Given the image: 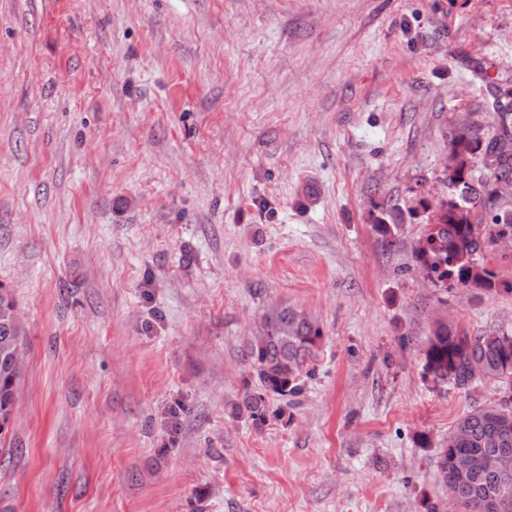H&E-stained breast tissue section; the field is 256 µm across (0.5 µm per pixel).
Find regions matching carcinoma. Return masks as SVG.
Here are the masks:
<instances>
[{
	"instance_id": "cac0c4a2",
	"label": "carcinoma",
	"mask_w": 512,
	"mask_h": 512,
	"mask_svg": "<svg viewBox=\"0 0 512 512\" xmlns=\"http://www.w3.org/2000/svg\"><path fill=\"white\" fill-rule=\"evenodd\" d=\"M445 182L449 194L432 212V224L425 237L427 246L415 251L417 266L444 288L495 290V273L478 264L476 238L490 245L509 232L512 209L500 206L494 182L512 179V114L499 113L494 135L482 137L470 126H458L450 133ZM498 152L499 165L491 170L483 154ZM389 220L381 219L375 230L387 240L403 222V214L392 210ZM15 302L0 287V443L9 430L21 367L14 362L17 350L26 348L25 324L14 320ZM265 331L247 344L244 361L256 377V385L245 384L239 399L230 406L237 417L253 425L265 424L269 398H295L302 393L301 376L322 338L320 327L304 312L285 305L264 314ZM424 371L438 384L451 383L469 390L486 380L500 383L502 396L493 404L475 408L462 416L454 428L465 429L469 440L458 447L453 442L437 453L442 489L453 494L462 512H498L496 501L506 494L512 499V485L504 488L500 478L485 470L459 478L452 469V456L467 451L484 455L496 448L512 449V339L504 333L472 336L445 323L433 325L422 350Z\"/></svg>"
}]
</instances>
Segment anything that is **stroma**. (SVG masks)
<instances>
[{"label": "stroma", "mask_w": 512, "mask_h": 512, "mask_svg": "<svg viewBox=\"0 0 512 512\" xmlns=\"http://www.w3.org/2000/svg\"><path fill=\"white\" fill-rule=\"evenodd\" d=\"M503 91L512 0H0V512H448L434 458L500 388L422 349L438 317L512 335V250L492 292L414 252ZM280 304L322 338L257 428L230 405ZM15 302L0 286V443L9 430L21 367L14 362L17 350L26 349L25 324L14 320Z\"/></svg>", "instance_id": "35a3bbf8"}]
</instances>
